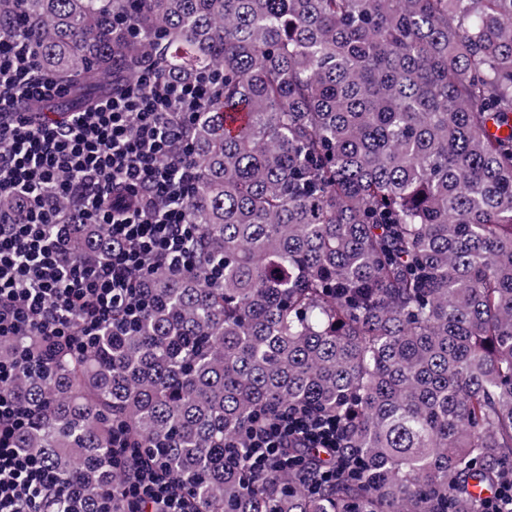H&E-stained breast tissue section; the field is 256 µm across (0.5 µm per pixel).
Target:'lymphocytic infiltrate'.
Wrapping results in <instances>:
<instances>
[{
  "label": "lymphocytic infiltrate",
  "instance_id": "lymphocytic-infiltrate-1",
  "mask_svg": "<svg viewBox=\"0 0 512 512\" xmlns=\"http://www.w3.org/2000/svg\"><path fill=\"white\" fill-rule=\"evenodd\" d=\"M223 80L217 70L187 79L146 68L92 112L37 125L29 103L62 89L42 75L28 38L0 37V198L14 202L0 211V337L18 344L12 359L0 360V512H43L63 493L40 461L14 445L33 408L1 389L29 360V340L56 339L85 355L105 325L117 330L143 313L137 275L195 268L185 201L197 164L181 131ZM176 151L181 163L166 164ZM78 224L105 227L111 254L65 257ZM343 441L335 416L291 406L249 426L245 454L254 473L293 472L312 489L336 471L308 467L300 449L329 448L341 458ZM122 469L125 512H186L182 484L158 460L133 454Z\"/></svg>",
  "mask_w": 512,
  "mask_h": 512
}]
</instances>
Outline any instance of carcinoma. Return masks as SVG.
<instances>
[{
	"label": "carcinoma",
	"mask_w": 512,
	"mask_h": 512,
	"mask_svg": "<svg viewBox=\"0 0 512 512\" xmlns=\"http://www.w3.org/2000/svg\"><path fill=\"white\" fill-rule=\"evenodd\" d=\"M21 31L81 112L147 65L224 73L183 131L197 267L138 278L141 320L83 357L34 340L3 386L64 486L45 512L102 488L124 512L119 423L188 512H483L512 483V0H0ZM292 405L341 420L356 474L310 493L224 446Z\"/></svg>",
	"instance_id": "carcinoma-1"
}]
</instances>
